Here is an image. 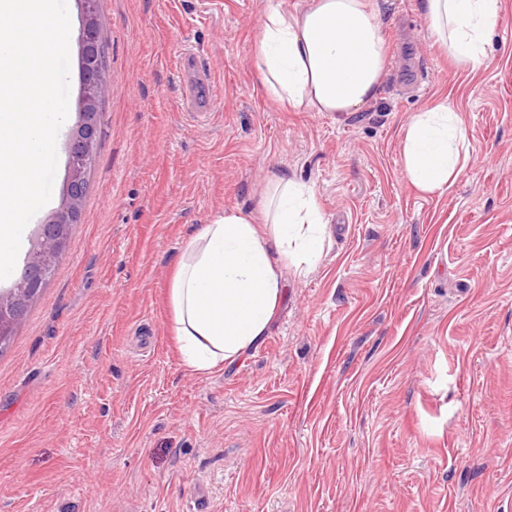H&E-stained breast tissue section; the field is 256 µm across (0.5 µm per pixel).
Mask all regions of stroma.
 Segmentation results:
<instances>
[{
    "mask_svg": "<svg viewBox=\"0 0 512 512\" xmlns=\"http://www.w3.org/2000/svg\"><path fill=\"white\" fill-rule=\"evenodd\" d=\"M386 75L365 111L292 112L251 64L266 0H97L112 93L80 224L0 351V512H512V0L457 68L421 0H371ZM69 123L80 0H67ZM192 50L200 65L184 64ZM452 101L473 152L441 193L401 130ZM52 197L68 173L57 141ZM310 186L324 254L264 341L183 362L170 285L216 215L263 224L270 174Z\"/></svg>",
    "mask_w": 512,
    "mask_h": 512,
    "instance_id": "obj_1",
    "label": "stroma"
}]
</instances>
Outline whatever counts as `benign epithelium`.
I'll return each mask as SVG.
<instances>
[{"instance_id":"benign-epithelium-1","label":"benign epithelium","mask_w":512,"mask_h":512,"mask_svg":"<svg viewBox=\"0 0 512 512\" xmlns=\"http://www.w3.org/2000/svg\"><path fill=\"white\" fill-rule=\"evenodd\" d=\"M80 50L94 58L102 55L99 23L90 3L84 2ZM112 93V77L105 65H93L83 77L78 103V120L70 133V165L65 198L61 207L38 225L26 265L14 285L0 290V339L10 336L26 304L44 288L50 264L65 253L71 228L80 223L84 198V177L79 163L94 156L98 143L95 109Z\"/></svg>"}]
</instances>
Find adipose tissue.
Wrapping results in <instances>:
<instances>
[{
	"mask_svg": "<svg viewBox=\"0 0 512 512\" xmlns=\"http://www.w3.org/2000/svg\"><path fill=\"white\" fill-rule=\"evenodd\" d=\"M428 27L463 67L485 62L500 0H423ZM266 93L309 112H361L386 73L380 15L369 0H311L300 11L270 0L254 50ZM473 148L448 104L415 113L403 129L402 172L421 192H443ZM270 233L240 212L217 215L184 248L172 280L174 332L185 363L208 372L264 340L283 295L281 266L308 273L323 253L325 221L312 189L288 175L270 179Z\"/></svg>",
	"mask_w": 512,
	"mask_h": 512,
	"instance_id": "adipose-tissue-1",
	"label": "adipose tissue"
}]
</instances>
